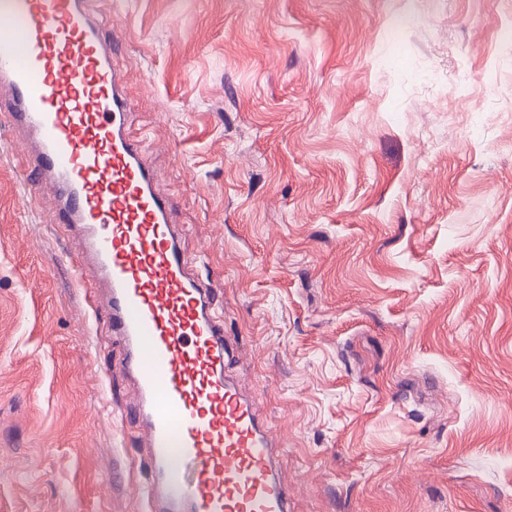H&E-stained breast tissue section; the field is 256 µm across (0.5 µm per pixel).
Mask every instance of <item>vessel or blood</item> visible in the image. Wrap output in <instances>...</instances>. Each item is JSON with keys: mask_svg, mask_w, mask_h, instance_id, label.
<instances>
[{"mask_svg": "<svg viewBox=\"0 0 512 512\" xmlns=\"http://www.w3.org/2000/svg\"><path fill=\"white\" fill-rule=\"evenodd\" d=\"M95 0H0V125L32 132L29 193L50 190L58 221L83 227L89 274L124 346L138 400L124 410L148 450L147 512H291L281 441L233 377L222 293L183 252L156 186L135 101Z\"/></svg>", "mask_w": 512, "mask_h": 512, "instance_id": "b4317fda", "label": "vessel or blood"}]
</instances>
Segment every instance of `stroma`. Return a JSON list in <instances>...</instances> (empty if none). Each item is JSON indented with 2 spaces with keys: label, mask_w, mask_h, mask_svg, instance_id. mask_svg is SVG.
<instances>
[{
  "label": "stroma",
  "mask_w": 512,
  "mask_h": 512,
  "mask_svg": "<svg viewBox=\"0 0 512 512\" xmlns=\"http://www.w3.org/2000/svg\"><path fill=\"white\" fill-rule=\"evenodd\" d=\"M112 15L292 512H512V0ZM30 154L0 126V512H144L135 388L54 197L25 196Z\"/></svg>",
  "instance_id": "obj_1"
}]
</instances>
